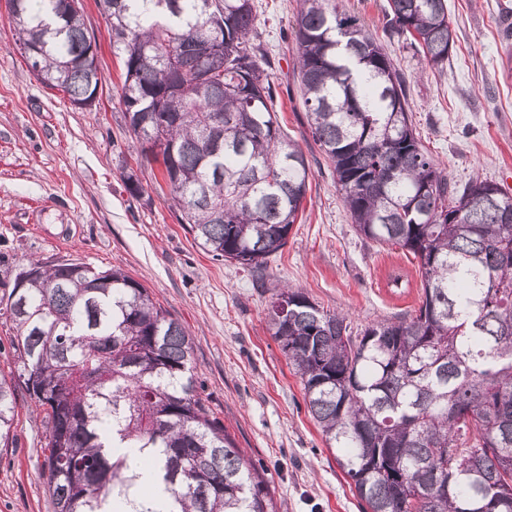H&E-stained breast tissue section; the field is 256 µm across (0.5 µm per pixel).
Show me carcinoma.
Instances as JSON below:
<instances>
[{
  "instance_id": "carcinoma-1",
  "label": "carcinoma",
  "mask_w": 512,
  "mask_h": 512,
  "mask_svg": "<svg viewBox=\"0 0 512 512\" xmlns=\"http://www.w3.org/2000/svg\"><path fill=\"white\" fill-rule=\"evenodd\" d=\"M8 5L41 83L73 105L96 101L81 0ZM98 6L122 61L126 124L160 163L179 223L214 259L264 269L288 243L312 172L250 42L254 0ZM385 20L430 68L448 65L447 0H387ZM220 21L217 73L205 36ZM292 37L313 140L358 233L413 255L423 296L412 315L355 331L276 286L272 336L368 512H512V194L450 181L409 118L405 78L336 0H300ZM138 115L149 118L141 129ZM26 268L24 288L0 297L17 363L0 376V446L14 443L22 387L44 413L54 512H276L269 482L201 397L192 337L148 288L78 259ZM109 444L131 452L112 458ZM148 459L169 496H130Z\"/></svg>"
}]
</instances>
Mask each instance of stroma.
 I'll list each match as a JSON object with an SVG mask.
<instances>
[{
  "label": "stroma",
  "instance_id": "1",
  "mask_svg": "<svg viewBox=\"0 0 512 512\" xmlns=\"http://www.w3.org/2000/svg\"><path fill=\"white\" fill-rule=\"evenodd\" d=\"M258 41L288 139L311 165L302 218L264 270L213 259L179 224L161 167L130 134L117 91L121 63L96 0H82L98 45L99 102L75 108L32 72L0 0V280L34 259L77 258L140 281L193 339L201 393L270 482L283 512H363L350 479L309 414L300 380L266 322L275 285L301 289L356 326L412 314L421 301L417 262L362 238L307 123L292 24L298 0H255ZM387 0H341L382 44L406 79V109L428 153L457 184L473 179L512 192V40L502 20L512 0H448L455 47L430 69L404 39L383 32ZM135 171L140 195L124 175ZM406 272L404 293L387 285ZM13 447H0V512H54L41 469L42 413L16 395Z\"/></svg>",
  "mask_w": 512,
  "mask_h": 512
}]
</instances>
